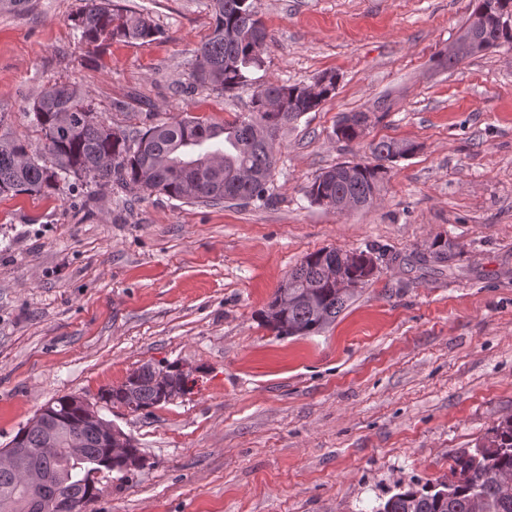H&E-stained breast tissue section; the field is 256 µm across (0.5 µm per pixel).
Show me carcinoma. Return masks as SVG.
<instances>
[{"instance_id":"1","label":"carcinoma","mask_w":512,"mask_h":512,"mask_svg":"<svg viewBox=\"0 0 512 512\" xmlns=\"http://www.w3.org/2000/svg\"><path fill=\"white\" fill-rule=\"evenodd\" d=\"M213 28L197 51L187 89L211 87L231 91L247 82V75L262 65L252 43L268 38L254 0H211ZM472 15L482 17L483 30L475 49L461 57H447L456 65L470 57L512 44V28L501 26L512 0H473ZM81 38L97 47L112 39L147 42L158 30L148 14L118 9L112 0H85L73 18ZM312 94L305 83L260 86L252 97L251 113L224 126L190 117L174 124L150 125L127 132L99 118L89 96L68 82L46 86L32 105L34 120L43 134L41 146L19 139L0 138V196L48 194L60 181L112 182L157 190L183 201L269 200V183L276 165L275 138L307 112L318 110L336 91V73ZM357 113L336 122L339 140L353 141L363 134ZM224 137V149H205ZM418 146L405 140L370 144L369 162H341L321 172L308 186L315 203L326 197L347 196L358 208L371 205L390 171V163L413 155ZM454 245L439 236L423 262L449 263ZM385 254L371 251L321 249L304 257L273 294L263 319L279 336H312L336 319L355 295L376 274L374 261ZM348 283L341 288L338 283ZM179 385V368L145 363L138 368L127 391L108 389L99 402L144 411L167 403L165 390ZM42 416L69 432L80 448L74 455L68 443L45 450L47 434L29 421L8 442L13 448H39L28 460L48 482L42 512H52V487L64 484L83 502L96 498L97 483L81 484L77 471L117 472L126 477L130 461L140 454L133 439L113 451L106 435L88 422L81 398L64 395L41 407ZM28 487L25 473L0 464V512H25ZM375 512H512V416L494 425L483 441L459 453L448 481L412 485L392 494Z\"/></svg>"}]
</instances>
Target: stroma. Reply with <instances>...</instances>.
<instances>
[{"label":"stroma","instance_id":"1","mask_svg":"<svg viewBox=\"0 0 512 512\" xmlns=\"http://www.w3.org/2000/svg\"><path fill=\"white\" fill-rule=\"evenodd\" d=\"M31 2L0 12V135L35 145L33 101L58 80L129 131L227 124L265 83L339 80L279 133L267 203L103 182L0 197V448L52 399L172 363L193 370L189 390L104 409L147 463L98 474L85 512H373L396 485L447 480L512 415V48L437 64L472 0H257L264 64L224 93L182 90L210 0H114L158 34L100 51L71 21L84 0ZM380 103L363 137L336 139L341 113ZM382 139L418 149L371 207L339 215L307 198L324 168ZM439 235L455 258L419 265ZM330 247L390 259L321 333L276 335L262 320L274 291Z\"/></svg>","mask_w":512,"mask_h":512}]
</instances>
